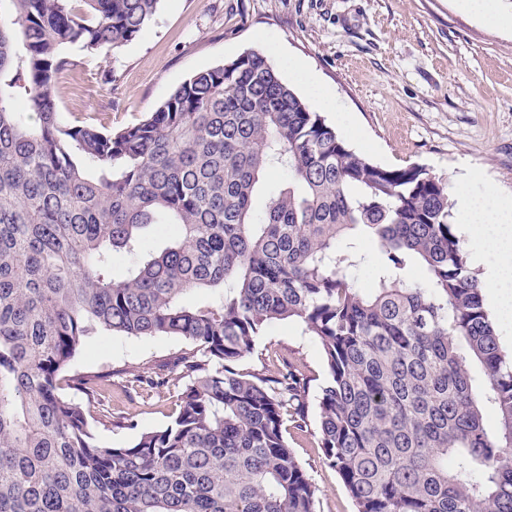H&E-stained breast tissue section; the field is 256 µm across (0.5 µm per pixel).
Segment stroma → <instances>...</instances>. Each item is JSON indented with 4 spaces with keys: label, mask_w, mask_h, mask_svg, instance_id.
Returning <instances> with one entry per match:
<instances>
[{
    "label": "stroma",
    "mask_w": 512,
    "mask_h": 512,
    "mask_svg": "<svg viewBox=\"0 0 512 512\" xmlns=\"http://www.w3.org/2000/svg\"><path fill=\"white\" fill-rule=\"evenodd\" d=\"M247 50L263 53L280 76L292 63L312 72L338 106L326 121L374 163L423 167L452 190L469 175L475 191L512 195V32L485 26L453 0H160L142 35L109 58L71 47L81 66L62 86L59 108L66 119L93 118L117 131L193 73ZM189 346L174 336L87 343L75 368L113 369L103 409L136 424L98 427L102 442L123 443L172 419L173 395L138 379ZM287 365L309 377L317 396L321 355L288 320L272 323L240 363L269 374ZM309 417L307 429L287 438L318 489V512H354L318 444L317 406Z\"/></svg>",
    "instance_id": "35a3bbf8"
}]
</instances>
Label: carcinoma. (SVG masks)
Listing matches in <instances>:
<instances>
[{
  "label": "carcinoma",
  "instance_id": "1",
  "mask_svg": "<svg viewBox=\"0 0 512 512\" xmlns=\"http://www.w3.org/2000/svg\"><path fill=\"white\" fill-rule=\"evenodd\" d=\"M158 3L0 0V512H316L286 437L304 375L239 367L282 320L319 348L320 448L356 512H512V354L447 182L356 153L253 50L116 133L62 118L65 48L106 56ZM101 334L203 356L127 444L94 428L112 374H68Z\"/></svg>",
  "mask_w": 512,
  "mask_h": 512
}]
</instances>
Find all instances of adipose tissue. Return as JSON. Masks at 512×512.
<instances>
[{
    "mask_svg": "<svg viewBox=\"0 0 512 512\" xmlns=\"http://www.w3.org/2000/svg\"><path fill=\"white\" fill-rule=\"evenodd\" d=\"M457 205L480 243L474 259L485 268L482 286L498 310H507L512 305V196L490 192L476 197L463 190Z\"/></svg>",
    "mask_w": 512,
    "mask_h": 512,
    "instance_id": "1",
    "label": "adipose tissue"
}]
</instances>
